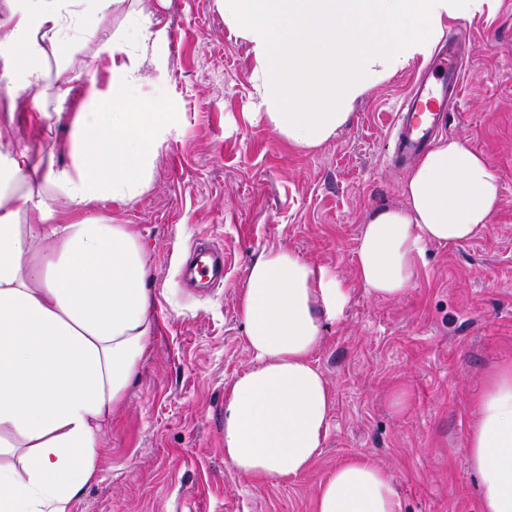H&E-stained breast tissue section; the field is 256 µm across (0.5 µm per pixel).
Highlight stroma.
I'll return each instance as SVG.
<instances>
[{
    "mask_svg": "<svg viewBox=\"0 0 512 512\" xmlns=\"http://www.w3.org/2000/svg\"><path fill=\"white\" fill-rule=\"evenodd\" d=\"M73 9L74 41L40 60L50 74L66 68L73 103L36 128L34 95L12 100L0 85V136L70 165L88 84L111 89L99 42L139 16L168 29L136 97L170 132L142 195L87 211L137 229L157 325L99 435L98 475L70 512H315L321 480L355 454L389 473L403 512H481L463 442L488 376L512 364V0L464 20L475 53L444 131L487 157L499 183L492 221L469 241L429 244L413 286L390 299L364 288L355 251L369 216L404 202L410 170L391 163V122L424 62L374 88L336 137L308 150L253 119L249 47L216 0ZM200 238L224 250L223 287L182 285ZM278 246L336 273L349 300L313 354L333 394L325 446L303 476L259 484L224 461V393L250 361L237 313L247 270Z\"/></svg>",
    "mask_w": 512,
    "mask_h": 512,
    "instance_id": "stroma-1",
    "label": "stroma"
}]
</instances>
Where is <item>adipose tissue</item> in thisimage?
Wrapping results in <instances>:
<instances>
[{"label":"adipose tissue","instance_id":"ef3b65f1","mask_svg":"<svg viewBox=\"0 0 512 512\" xmlns=\"http://www.w3.org/2000/svg\"><path fill=\"white\" fill-rule=\"evenodd\" d=\"M72 0H8L0 78L11 97L40 87L38 63L78 24ZM250 46L257 117L289 144L315 149L348 123L353 104L416 61H427L448 22L495 0H216ZM165 28L135 22L98 50L112 62V93L89 91L74 121L73 162L33 163L0 138V512H68L96 476L97 436L112 421L155 327L137 231L87 216L99 200L128 203L151 181L161 138L133 96L150 46ZM60 201L48 204L42 187ZM403 205L373 214L356 249L357 275L377 298L413 285L428 244L485 231L499 198L486 158L442 137L403 186ZM348 290L336 276L282 247L263 251L238 299L247 368L224 396V460L243 477L281 483L321 453L332 392L312 355ZM464 451L482 512H512V364L496 369L478 401ZM315 512H402L386 471L366 456L320 484Z\"/></svg>","mask_w":512,"mask_h":512}]
</instances>
